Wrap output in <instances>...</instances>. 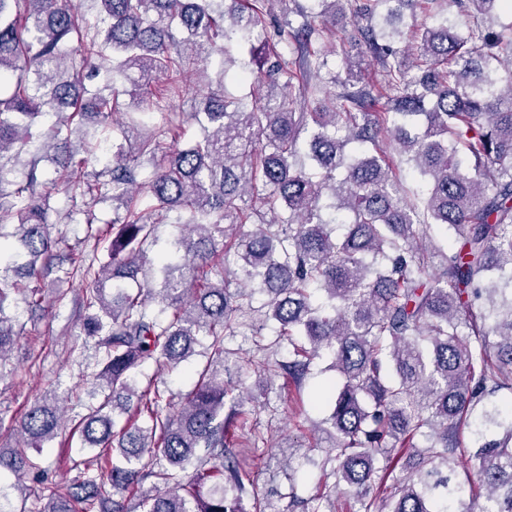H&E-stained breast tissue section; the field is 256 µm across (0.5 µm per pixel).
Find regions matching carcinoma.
I'll use <instances>...</instances> for the list:
<instances>
[{"label":"carcinoma","mask_w":512,"mask_h":512,"mask_svg":"<svg viewBox=\"0 0 512 512\" xmlns=\"http://www.w3.org/2000/svg\"><path fill=\"white\" fill-rule=\"evenodd\" d=\"M288 16L264 32L273 2ZM92 24L70 0H0V212L17 216L25 253L0 255V378L20 338L6 314L17 296L42 304L51 273L86 282L84 335L102 368L103 393L70 431L92 459L73 460L69 484L18 512H281L252 497L232 460L224 416V335L275 322L293 360L269 377L302 386L315 359H331L336 386L325 462L357 512H512V12L509 0H432L421 28L404 11L419 0H93ZM294 43L295 72L280 49ZM365 44L374 68L349 54ZM248 60L250 98L209 91L192 113L201 136L167 154L162 136L182 121L122 113L124 95L163 98L205 47L220 74ZM341 57L325 82L327 54ZM298 85L292 95L286 89ZM96 143L72 144L82 126ZM112 144L107 158L97 154ZM66 174L49 185L75 200L112 199L107 260L60 262L66 239L49 218L41 163ZM103 163L88 178L87 168ZM426 192L407 199L399 166ZM183 211L171 254L153 255L157 221ZM246 224L252 230L241 232ZM440 224L451 245L426 231ZM263 293L268 301L253 306ZM208 339L206 363L179 408L159 385L135 394L132 374L151 361L178 367ZM136 404H131V398ZM127 415L115 429L116 401ZM145 416L150 426L137 425ZM65 424L49 392L23 414L0 470L39 472L41 452ZM152 480L150 489L143 482Z\"/></svg>","instance_id":"obj_1"}]
</instances>
